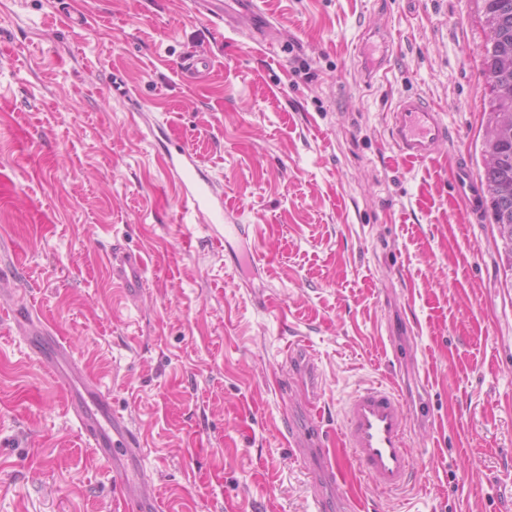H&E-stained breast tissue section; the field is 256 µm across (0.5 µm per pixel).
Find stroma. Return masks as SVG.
Wrapping results in <instances>:
<instances>
[{"instance_id":"35a3bbf8","label":"stroma","mask_w":512,"mask_h":512,"mask_svg":"<svg viewBox=\"0 0 512 512\" xmlns=\"http://www.w3.org/2000/svg\"><path fill=\"white\" fill-rule=\"evenodd\" d=\"M277 45L193 0H0V512H122L112 467L67 411L62 375L11 321L28 303L141 430L147 489L171 512H312L283 416L309 401L340 434L361 386L399 379L412 479L354 470L330 512H512V278L496 225L472 223L452 158L482 171L487 90L477 0H259ZM387 72L364 83V34ZM208 54L206 78L180 65ZM420 96L450 129L404 160L387 111ZM224 189L216 240L163 158ZM146 286L114 288L112 243ZM313 384L278 390L286 355Z\"/></svg>"}]
</instances>
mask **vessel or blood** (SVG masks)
I'll return each mask as SVG.
<instances>
[{
	"mask_svg": "<svg viewBox=\"0 0 512 512\" xmlns=\"http://www.w3.org/2000/svg\"><path fill=\"white\" fill-rule=\"evenodd\" d=\"M199 10L233 22L245 14L251 19V29L265 34L271 28L268 14L256 0H201ZM393 144L404 158L421 161L430 158L437 146L447 141L448 127L438 108L421 97H403L389 113ZM167 168L183 188L185 200L194 212L208 224H220L225 236L239 234L240 227L224 221V214L212 205L216 186L202 177L200 167L192 157L181 162L167 161ZM463 199L473 222H480L482 192L479 182L470 173L463 155H455L451 179ZM113 282L129 297L137 296L145 285L146 263L140 253L114 244L108 255ZM16 331L24 336L39 360L61 367L70 360V349L40 323L31 309L22 303L12 310ZM68 408L79 421L89 446L102 459L120 457L141 459L143 437L140 430L112 408V399L91 376L68 391ZM344 445L349 449L358 470L377 488L385 492L403 490L409 483L412 456L409 450L408 413L398 391L381 386L356 390L343 411ZM321 418H314L302 435L291 438L301 459H309L312 447L323 445ZM145 471L129 475L115 471L114 480L123 497L124 512H169L166 503L154 497L140 495L134 484L144 483Z\"/></svg>",
	"mask_w": 512,
	"mask_h": 512,
	"instance_id": "vessel-or-blood-1",
	"label": "vessel or blood"
}]
</instances>
